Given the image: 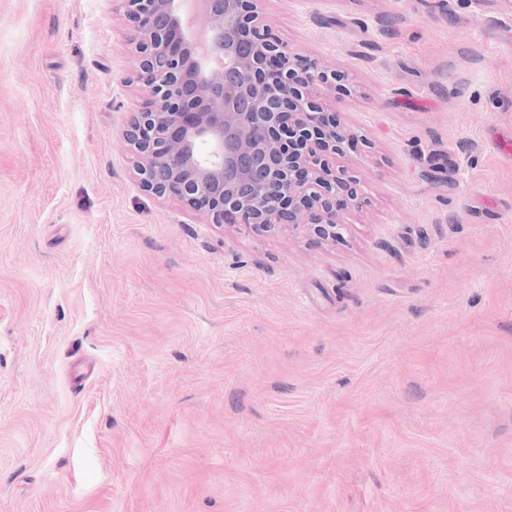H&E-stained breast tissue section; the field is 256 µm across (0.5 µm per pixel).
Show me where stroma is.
<instances>
[{
    "label": "stroma",
    "mask_w": 512,
    "mask_h": 512,
    "mask_svg": "<svg viewBox=\"0 0 512 512\" xmlns=\"http://www.w3.org/2000/svg\"><path fill=\"white\" fill-rule=\"evenodd\" d=\"M339 74L343 242L138 185L113 0H0V512H512V0H265Z\"/></svg>",
    "instance_id": "obj_1"
}]
</instances>
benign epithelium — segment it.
<instances>
[{
  "instance_id": "benign-epithelium-1",
  "label": "benign epithelium",
  "mask_w": 512,
  "mask_h": 512,
  "mask_svg": "<svg viewBox=\"0 0 512 512\" xmlns=\"http://www.w3.org/2000/svg\"><path fill=\"white\" fill-rule=\"evenodd\" d=\"M140 107L122 138L142 189L211 224L340 242L365 199L342 160L358 140L321 102L329 75L265 23L263 0H118Z\"/></svg>"
}]
</instances>
